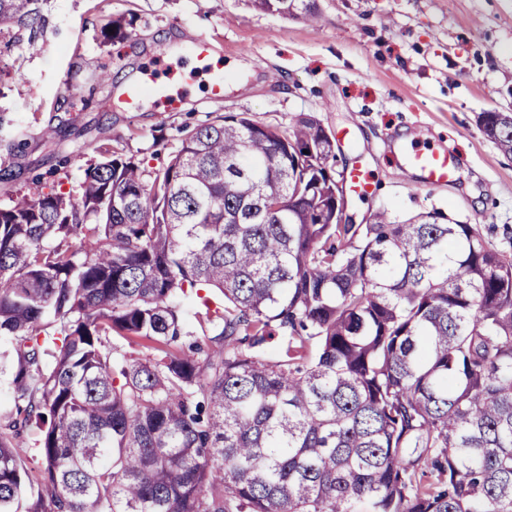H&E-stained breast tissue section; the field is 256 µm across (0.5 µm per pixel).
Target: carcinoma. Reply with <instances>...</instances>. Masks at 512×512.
<instances>
[{
  "instance_id": "cac0c4a2",
  "label": "carcinoma",
  "mask_w": 512,
  "mask_h": 512,
  "mask_svg": "<svg viewBox=\"0 0 512 512\" xmlns=\"http://www.w3.org/2000/svg\"><path fill=\"white\" fill-rule=\"evenodd\" d=\"M43 23L0 0V34ZM479 122L511 157L512 120ZM335 160L312 115L230 113L151 172L104 150L0 207V512H512V256L340 223Z\"/></svg>"
}]
</instances>
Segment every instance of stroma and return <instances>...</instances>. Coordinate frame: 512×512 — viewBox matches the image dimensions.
<instances>
[{
  "mask_svg": "<svg viewBox=\"0 0 512 512\" xmlns=\"http://www.w3.org/2000/svg\"><path fill=\"white\" fill-rule=\"evenodd\" d=\"M310 23L255 9L251 0H43L37 35L0 36V206L51 185L77 190L98 148L165 165L185 135L216 115L245 112L288 130L301 114L349 131L336 166L368 168L375 195L352 199L354 223L437 212L474 224L512 253V158L483 133V112L512 111V0H317ZM127 37L113 40V20ZM204 35L224 62L226 87L181 44ZM184 89L180 109L126 111L119 83L142 69ZM56 130L43 137L45 127ZM452 150L455 183L407 182L396 143L409 136Z\"/></svg>",
  "mask_w": 512,
  "mask_h": 512,
  "instance_id": "stroma-1",
  "label": "stroma"
}]
</instances>
